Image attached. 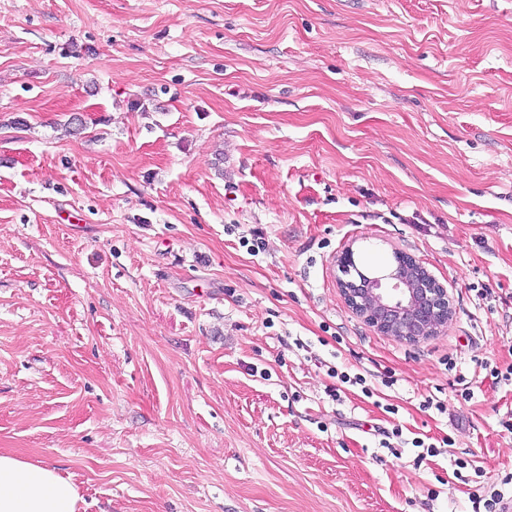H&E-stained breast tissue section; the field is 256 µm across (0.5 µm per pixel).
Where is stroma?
Returning <instances> with one entry per match:
<instances>
[{
	"label": "stroma",
	"instance_id": "1",
	"mask_svg": "<svg viewBox=\"0 0 512 512\" xmlns=\"http://www.w3.org/2000/svg\"><path fill=\"white\" fill-rule=\"evenodd\" d=\"M511 366L512 0H0V450L78 512H475ZM401 264L386 274L358 267L355 252L337 257V283L349 309L376 332L407 342L439 333L453 315L448 289L414 256L403 253Z\"/></svg>",
	"mask_w": 512,
	"mask_h": 512
}]
</instances>
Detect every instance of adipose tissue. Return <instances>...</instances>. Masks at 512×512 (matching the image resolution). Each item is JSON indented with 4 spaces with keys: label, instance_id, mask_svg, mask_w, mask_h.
I'll return each mask as SVG.
<instances>
[{
    "label": "adipose tissue",
    "instance_id": "obj_1",
    "mask_svg": "<svg viewBox=\"0 0 512 512\" xmlns=\"http://www.w3.org/2000/svg\"><path fill=\"white\" fill-rule=\"evenodd\" d=\"M76 485L56 469L0 451V512H77Z\"/></svg>",
    "mask_w": 512,
    "mask_h": 512
}]
</instances>
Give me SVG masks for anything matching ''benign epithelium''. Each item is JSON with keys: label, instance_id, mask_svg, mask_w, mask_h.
<instances>
[{"label": "benign epithelium", "instance_id": "7a95c632", "mask_svg": "<svg viewBox=\"0 0 512 512\" xmlns=\"http://www.w3.org/2000/svg\"><path fill=\"white\" fill-rule=\"evenodd\" d=\"M336 265L347 306L382 335L418 342L439 333L453 315L448 289L410 254L386 274L359 268L350 247Z\"/></svg>", "mask_w": 512, "mask_h": 512}]
</instances>
